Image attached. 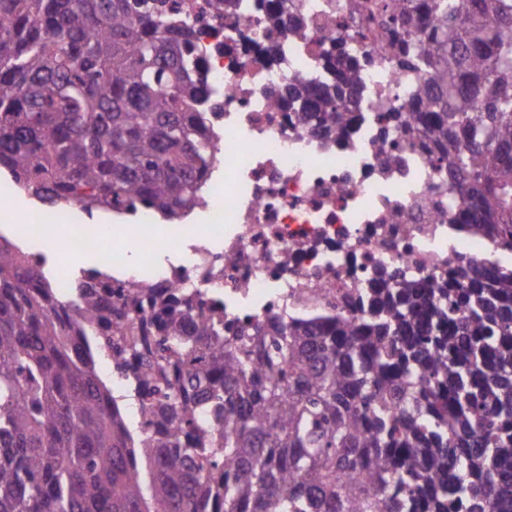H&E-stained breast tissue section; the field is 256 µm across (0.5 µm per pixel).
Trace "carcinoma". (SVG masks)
<instances>
[{"label":"carcinoma","mask_w":512,"mask_h":512,"mask_svg":"<svg viewBox=\"0 0 512 512\" xmlns=\"http://www.w3.org/2000/svg\"><path fill=\"white\" fill-rule=\"evenodd\" d=\"M259 7L280 25L282 0ZM379 9L399 66L422 74L392 118L451 161L468 230L511 252L512 0ZM196 39L159 0H0V168L89 215L203 208L215 144ZM324 69L280 103L337 131L360 62L330 51ZM452 275L424 287L382 271L358 316L226 336L146 288L115 309L80 286L63 297L0 240V512H512V266ZM140 345L156 437L130 429L95 369Z\"/></svg>","instance_id":"carcinoma-1"}]
</instances>
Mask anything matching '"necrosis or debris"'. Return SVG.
I'll list each match as a JSON object with an SVG mask.
<instances>
[{
    "label": "necrosis or debris",
    "instance_id": "obj_1",
    "mask_svg": "<svg viewBox=\"0 0 512 512\" xmlns=\"http://www.w3.org/2000/svg\"><path fill=\"white\" fill-rule=\"evenodd\" d=\"M372 2L290 0L289 20L273 30L257 0H237L199 24L226 179L209 185L206 232L186 262L165 270L139 262L127 277L96 282L100 296L121 304L129 281L160 296L199 290L208 311L233 326L278 314H354L380 267L423 284L449 277L460 256L493 269L496 258L467 231L471 214L430 143L389 116L409 105L417 76L397 67L394 38L371 18ZM355 35L370 59L358 110L343 130L317 135L274 98L294 79H321L324 49ZM240 252L248 262H234Z\"/></svg>",
    "mask_w": 512,
    "mask_h": 512
}]
</instances>
